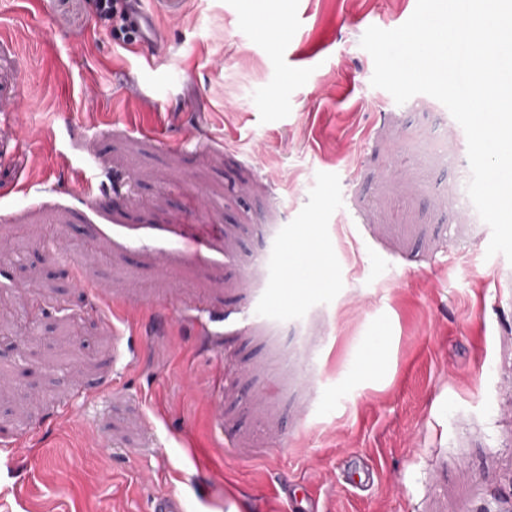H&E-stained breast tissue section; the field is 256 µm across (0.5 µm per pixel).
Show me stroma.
<instances>
[{"label":"stroma","instance_id":"35a3bbf8","mask_svg":"<svg viewBox=\"0 0 512 512\" xmlns=\"http://www.w3.org/2000/svg\"><path fill=\"white\" fill-rule=\"evenodd\" d=\"M415 6L0 0V512H512V262L360 46ZM124 0H96L95 3L97 5V9L100 15L108 20L112 21L114 28H117L120 31H127L124 23ZM127 25L135 29L133 40L142 46H151L158 39L154 15L144 0H125Z\"/></svg>","mask_w":512,"mask_h":512}]
</instances>
